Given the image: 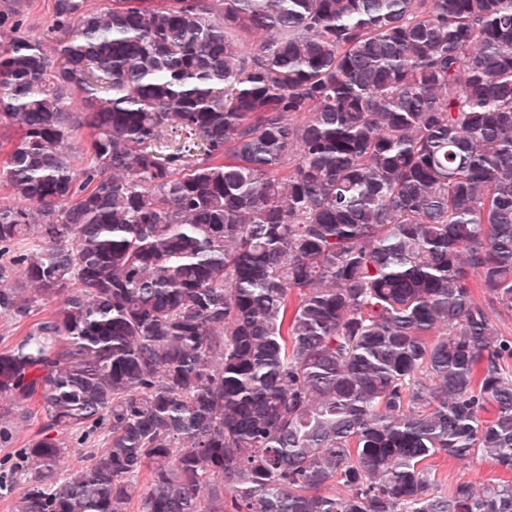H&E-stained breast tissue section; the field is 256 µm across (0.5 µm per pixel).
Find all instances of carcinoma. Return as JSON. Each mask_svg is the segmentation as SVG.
Instances as JSON below:
<instances>
[{
    "mask_svg": "<svg viewBox=\"0 0 512 512\" xmlns=\"http://www.w3.org/2000/svg\"><path fill=\"white\" fill-rule=\"evenodd\" d=\"M24 2L0 316L57 305L0 351L16 512H512L428 466L512 472V0H55L49 47ZM38 405H31L30 411L32 416L26 422L19 423L13 433L12 444L9 448L0 447V472L4 471L3 463L9 460L10 456H13L14 452L23 446L31 439L34 431L37 429L40 422V411H38ZM86 448H71L68 457H65L60 463L59 477H69L77 470L90 463V454H86ZM429 465L436 471L437 482L433 486L436 493H448V486L456 481L512 479L510 473L501 470L495 461L482 454H475L466 460L436 456L429 460Z\"/></svg>",
    "mask_w": 512,
    "mask_h": 512,
    "instance_id": "cac0c4a2",
    "label": "carcinoma"
}]
</instances>
